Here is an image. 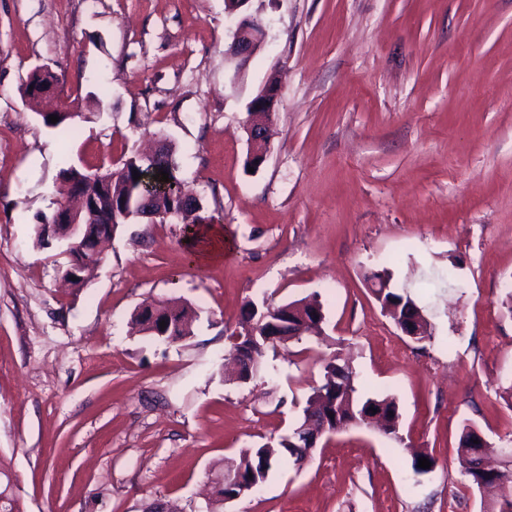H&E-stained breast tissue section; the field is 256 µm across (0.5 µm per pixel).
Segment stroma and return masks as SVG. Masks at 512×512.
I'll return each instance as SVG.
<instances>
[{"instance_id": "stroma-1", "label": "stroma", "mask_w": 512, "mask_h": 512, "mask_svg": "<svg viewBox=\"0 0 512 512\" xmlns=\"http://www.w3.org/2000/svg\"><path fill=\"white\" fill-rule=\"evenodd\" d=\"M265 22L243 67L226 58L224 0H0V465L21 512H206L212 467L278 441L323 365L351 360L363 395L392 396L400 430L323 438L304 465L221 512H482L456 453L463 425L512 439V0H250ZM63 74L68 132L23 95ZM279 97L249 168L247 106ZM176 147L179 174L232 256L194 263L185 226L119 225L83 288L35 231L62 169ZM410 295L432 339L405 336L367 281ZM319 295L326 340L279 346L248 382L224 354L246 304ZM177 298L191 336L132 332ZM428 452L431 471L413 469Z\"/></svg>"}]
</instances>
